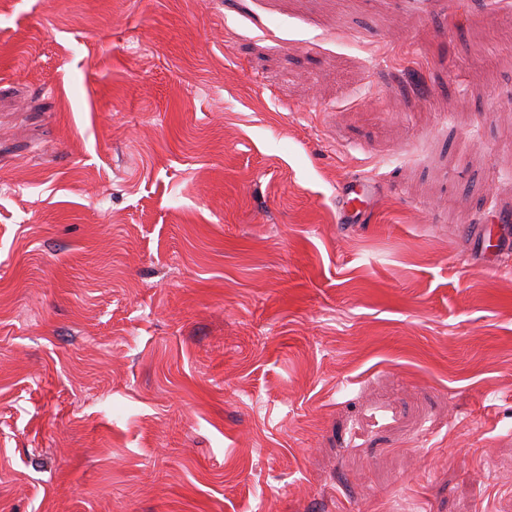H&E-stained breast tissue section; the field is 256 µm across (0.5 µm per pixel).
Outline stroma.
Returning a JSON list of instances; mask_svg holds the SVG:
<instances>
[{
  "instance_id": "obj_1",
  "label": "stroma",
  "mask_w": 512,
  "mask_h": 512,
  "mask_svg": "<svg viewBox=\"0 0 512 512\" xmlns=\"http://www.w3.org/2000/svg\"><path fill=\"white\" fill-rule=\"evenodd\" d=\"M504 212L512 0H0V512H512ZM371 186L364 179L350 180L336 189L338 223L356 224L365 212L370 196Z\"/></svg>"
}]
</instances>
